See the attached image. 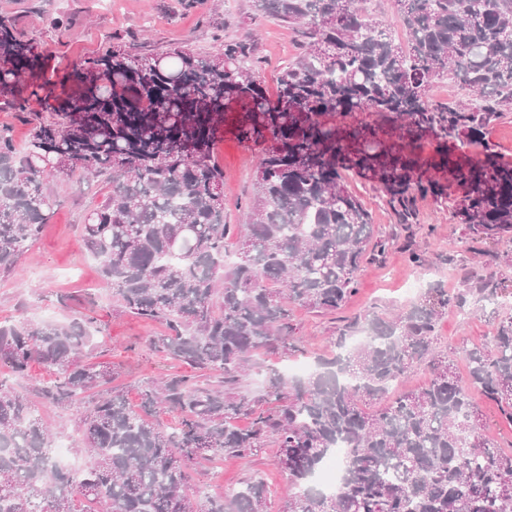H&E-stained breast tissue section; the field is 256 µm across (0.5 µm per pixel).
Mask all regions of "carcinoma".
Wrapping results in <instances>:
<instances>
[{
	"mask_svg": "<svg viewBox=\"0 0 512 512\" xmlns=\"http://www.w3.org/2000/svg\"><path fill=\"white\" fill-rule=\"evenodd\" d=\"M395 2L405 45L358 0H254L257 15L304 39L273 93L251 47L223 42L206 54L112 46L76 64L66 97L48 81L18 94L21 71L41 54L0 16V110L24 119L38 102L50 112L22 147L0 125V277L54 216V170L102 177L112 189L87 214L82 239L118 306L165 327L157 346L167 358L221 375L208 386L191 376L152 381L136 412L112 367L88 360L93 308L55 324L0 321V363L19 377L34 364L55 375L34 390L75 414L76 451L91 459L77 473L62 469L28 399L0 380V512H268L260 479L204 499L187 489L201 461H249L269 443L288 472L281 512H512V449L487 434L473 397L480 392L494 423L512 428V315L488 345L464 350V380L438 336L440 309L463 310L473 292L495 305V288H430L431 298L393 318L368 312L340 331L336 354L313 374L272 369L266 395L245 385L255 354L302 352L291 306L338 310L356 293L367 252L385 250L347 177L372 179L399 223L412 224L419 199L448 198L418 155L421 142L454 136L468 147L512 110V0ZM436 79L465 89L466 102L431 101ZM234 103L246 105L238 138L267 145L243 224L224 223L216 158ZM439 167L466 187L456 212L470 234L512 236V163L488 151L477 164L443 157ZM232 236L241 248L228 267ZM358 331L365 340L353 344ZM423 365L425 385L386 398ZM161 408L179 414L167 431L146 418ZM240 418L250 426L237 427ZM340 447L342 481L322 493L313 477Z\"/></svg>",
	"mask_w": 512,
	"mask_h": 512,
	"instance_id": "obj_1",
	"label": "carcinoma"
}]
</instances>
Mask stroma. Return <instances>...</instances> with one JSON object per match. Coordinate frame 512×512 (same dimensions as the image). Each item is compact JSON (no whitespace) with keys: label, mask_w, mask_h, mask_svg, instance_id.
<instances>
[{"label":"stroma","mask_w":512,"mask_h":512,"mask_svg":"<svg viewBox=\"0 0 512 512\" xmlns=\"http://www.w3.org/2000/svg\"><path fill=\"white\" fill-rule=\"evenodd\" d=\"M0 15L12 19L23 38L38 43L42 67L34 76L58 81L57 92L63 96L69 89L62 86L61 79L72 73L75 63L115 45L143 50L184 45L210 52L220 42L247 39L254 43L262 63L258 74L271 90L281 68L300 52L299 42L288 28L255 17L253 0H197L192 7L183 0H0ZM62 17L69 19V27L57 26ZM243 149L235 128L224 126L217 157L224 168V221L228 224L241 223L255 193L259 157L243 156ZM51 183L59 191V206L15 273L0 279V320L62 322L83 305L94 304L101 331L93 338L90 359L112 367L130 405L138 406L141 384L162 374L188 375L192 369L154 349L151 341L162 334V326L123 311L111 288L101 280L97 260L85 249L79 227L109 192V184L85 180L78 173L56 175ZM348 187L368 210L388 246L364 265L357 293L341 310L330 314L293 307L296 334L305 345L303 359L312 362L332 356V340L344 319L368 310L387 315L409 307L413 299L405 288L420 269L409 262L408 252L417 247L427 252L428 267L434 272L432 286L455 293L470 287L471 276L477 272L488 287L500 289L504 303L497 310L475 309L466 322L459 321L451 308L444 309L440 317L443 345L460 351L489 342L500 318L512 313V265L504 261L505 256H512V240L496 243L465 236L454 206L463 189L453 184L448 187V201L418 200L419 215L413 224L398 223L387 195L377 184L353 175ZM63 292L72 296L66 308L56 301L57 294ZM275 453V448L268 446L248 463L230 455L203 463L189 493L220 495L253 475L272 491L269 512H279L280 493L288 485V475L278 467Z\"/></svg>","instance_id":"obj_1"}]
</instances>
